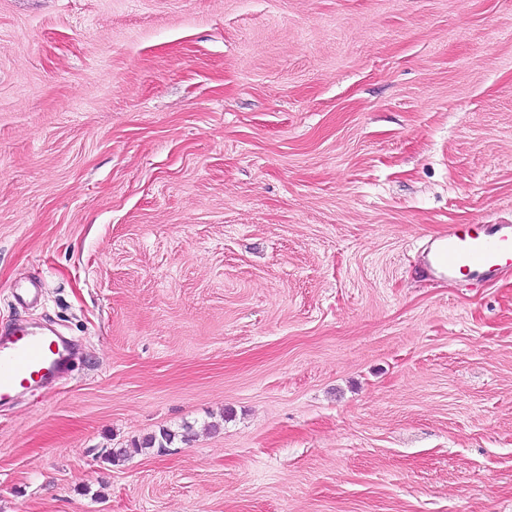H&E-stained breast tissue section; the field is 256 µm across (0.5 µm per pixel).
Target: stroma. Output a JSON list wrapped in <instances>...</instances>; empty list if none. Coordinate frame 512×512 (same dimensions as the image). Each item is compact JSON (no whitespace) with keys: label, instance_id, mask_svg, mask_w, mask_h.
<instances>
[{"label":"stroma","instance_id":"stroma-1","mask_svg":"<svg viewBox=\"0 0 512 512\" xmlns=\"http://www.w3.org/2000/svg\"><path fill=\"white\" fill-rule=\"evenodd\" d=\"M452 224H512V0H0V326L77 348L0 512H512V271L435 276ZM189 428H186V431L183 433H179L178 431H173L170 429H162L159 431V435H151L145 438L139 445H136L132 448L133 452H138L146 449L157 448V451H163L165 448L170 446L175 439L179 436L184 438V441L189 440Z\"/></svg>","mask_w":512,"mask_h":512}]
</instances>
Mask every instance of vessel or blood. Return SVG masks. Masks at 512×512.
<instances>
[{"instance_id":"obj_1","label":"vessel or blood","mask_w":512,"mask_h":512,"mask_svg":"<svg viewBox=\"0 0 512 512\" xmlns=\"http://www.w3.org/2000/svg\"><path fill=\"white\" fill-rule=\"evenodd\" d=\"M437 257L448 273H493L512 267V225L484 229L449 225L439 238ZM70 361L68 348L55 335L15 325L0 327V400L35 384H49Z\"/></svg>"}]
</instances>
